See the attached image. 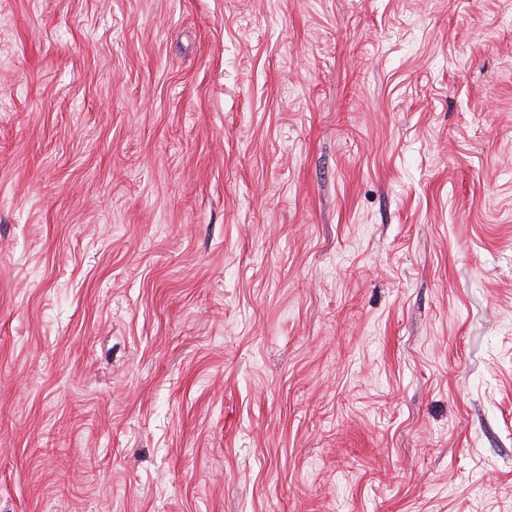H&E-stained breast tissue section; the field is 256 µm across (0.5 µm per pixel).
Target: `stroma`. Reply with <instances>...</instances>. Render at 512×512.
Returning <instances> with one entry per match:
<instances>
[{
  "mask_svg": "<svg viewBox=\"0 0 512 512\" xmlns=\"http://www.w3.org/2000/svg\"><path fill=\"white\" fill-rule=\"evenodd\" d=\"M0 512H512V0H0Z\"/></svg>",
  "mask_w": 512,
  "mask_h": 512,
  "instance_id": "obj_1",
  "label": "stroma"
}]
</instances>
